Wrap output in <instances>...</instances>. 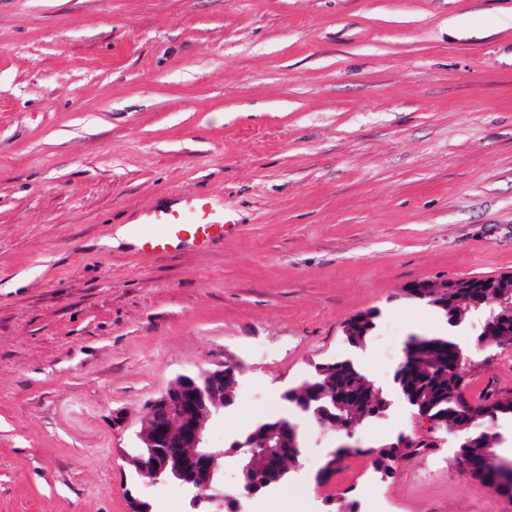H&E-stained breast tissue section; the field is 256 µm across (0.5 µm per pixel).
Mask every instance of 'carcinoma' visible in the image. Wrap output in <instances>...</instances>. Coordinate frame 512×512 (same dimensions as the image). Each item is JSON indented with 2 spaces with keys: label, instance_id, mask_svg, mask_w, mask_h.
<instances>
[{
  "label": "carcinoma",
  "instance_id": "obj_1",
  "mask_svg": "<svg viewBox=\"0 0 512 512\" xmlns=\"http://www.w3.org/2000/svg\"><path fill=\"white\" fill-rule=\"evenodd\" d=\"M426 302L446 319L448 328H457L473 309L463 300L452 296L428 298ZM377 313L367 311L348 322L346 338L354 346L365 342L375 328ZM423 348L414 363L403 362L394 374L397 391L409 402L421 399L430 417L444 433L459 435L457 458L466 462L472 471L496 493L512 497V464L494 461L491 448L497 435L489 432L500 417L512 416V391L483 389L476 398L467 399L460 390V375L466 373L464 355L453 337L421 336ZM322 374L315 377V386L302 385L288 390L284 400L294 409L307 415L317 425L336 422L358 425L371 419L363 412L361 394L372 390L371 384L349 360L318 365ZM378 469L389 471L396 461L395 449H368ZM272 462L263 450L249 456L239 467L240 484L248 489L257 482L268 490L286 480L282 472L272 482L265 481Z\"/></svg>",
  "mask_w": 512,
  "mask_h": 512
}]
</instances>
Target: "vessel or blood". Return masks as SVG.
Returning <instances> with one entry per match:
<instances>
[{
  "mask_svg": "<svg viewBox=\"0 0 512 512\" xmlns=\"http://www.w3.org/2000/svg\"><path fill=\"white\" fill-rule=\"evenodd\" d=\"M223 237V224L201 196L175 198L142 214L135 226L138 249L156 254L181 245L207 247Z\"/></svg>",
  "mask_w": 512,
  "mask_h": 512,
  "instance_id": "obj_1",
  "label": "vessel or blood"
}]
</instances>
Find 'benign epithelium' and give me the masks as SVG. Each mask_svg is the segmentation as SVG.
Instances as JSON below:
<instances>
[{
	"label": "benign epithelium",
	"instance_id": "benign-epithelium-1",
	"mask_svg": "<svg viewBox=\"0 0 512 512\" xmlns=\"http://www.w3.org/2000/svg\"><path fill=\"white\" fill-rule=\"evenodd\" d=\"M457 292L466 295L475 308L490 301L499 303L503 308L502 320L489 327L488 334L502 337L504 345L512 344V331L508 330L512 325V275L487 278L481 290L476 289L470 278L441 283L418 281L409 284L406 290L409 296L419 294L423 298L446 297ZM237 371L236 363L220 360L211 368L183 374L172 381L165 392L149 404L142 422L138 438L147 453L133 457L130 464L154 480L177 477L194 485L200 504L217 497L227 506L238 504L234 498H224V491L219 489V460L224 457V450L209 447L205 442L208 422L224 406V381L236 387ZM294 430V426L280 422L259 431L242 453L264 448L276 467L282 469L288 462L284 445ZM394 447L402 455L410 448H433L435 440L431 435L417 439L403 437Z\"/></svg>",
	"mask_w": 512,
	"mask_h": 512
}]
</instances>
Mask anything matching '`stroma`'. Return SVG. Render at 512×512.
<instances>
[{
  "label": "stroma",
  "mask_w": 512,
  "mask_h": 512,
  "mask_svg": "<svg viewBox=\"0 0 512 512\" xmlns=\"http://www.w3.org/2000/svg\"><path fill=\"white\" fill-rule=\"evenodd\" d=\"M180 195L223 212V243L112 245ZM506 274L512 0H0V512H194L128 459L149 402L227 358L225 484L261 418L294 416L304 447L246 512H346L370 478L397 512H512L440 431L375 469L425 428L401 398L350 440L281 398L344 359L392 389L409 338L449 331L406 286ZM482 328L454 331L467 391L512 390V345L474 363ZM376 318L375 311H367L360 318L351 319L346 325V327L350 325V329L346 333L348 342L354 346L363 344L375 328ZM395 448L370 449L369 454L374 457V465L377 469H383L388 472L392 469V464L397 460L395 449H399V454H405L408 448H433L435 447L434 437L431 435L421 436L418 439L401 437L400 441L394 444Z\"/></svg>",
  "instance_id": "35a3bbf8"
}]
</instances>
